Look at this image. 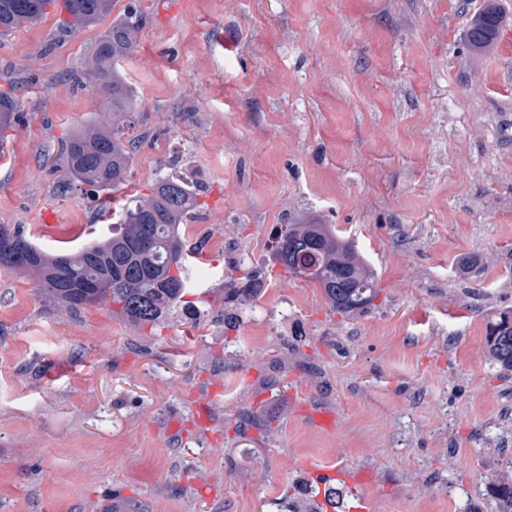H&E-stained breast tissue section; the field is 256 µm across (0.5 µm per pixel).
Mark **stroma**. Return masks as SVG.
<instances>
[{
	"label": "stroma",
	"mask_w": 512,
	"mask_h": 512,
	"mask_svg": "<svg viewBox=\"0 0 512 512\" xmlns=\"http://www.w3.org/2000/svg\"><path fill=\"white\" fill-rule=\"evenodd\" d=\"M483 3L113 0L75 34L50 14L0 37V90L22 100L0 133V225L75 250L109 238L173 156L209 186L183 227L190 306L154 328L0 269V512H278L312 485L308 460L365 475L336 481L335 512L362 496L370 512H500L512 373L487 327L512 309V25L473 54ZM132 4L133 175L105 200L61 193L59 142L93 119L92 55ZM308 217L375 270L364 313L331 312L271 260L274 228ZM237 264L262 290L228 328Z\"/></svg>",
	"instance_id": "obj_1"
}]
</instances>
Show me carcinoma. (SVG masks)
<instances>
[{
    "instance_id": "cac0c4a2",
    "label": "carcinoma",
    "mask_w": 512,
    "mask_h": 512,
    "mask_svg": "<svg viewBox=\"0 0 512 512\" xmlns=\"http://www.w3.org/2000/svg\"><path fill=\"white\" fill-rule=\"evenodd\" d=\"M59 7L70 31L89 27L112 12V0H0V35L33 24ZM506 26L497 0H485L465 33L475 53L490 49ZM142 17L133 8L112 21L98 43L91 68L102 94L96 117L61 143L72 184L105 192L125 184L143 136L136 129L137 100L119 69V62L135 50ZM19 101L0 93V131L12 126ZM206 186L170 172L157 179L150 193L125 205L112 238L91 242L77 252L47 253L22 231L0 226V268L31 272L57 303L77 309L110 302L112 313L132 324L154 326L184 303L193 280L182 228L201 207ZM273 260L288 276L311 280L322 288L334 312L362 313L374 300L377 279L357 247L341 239L328 224L310 218L282 224L273 237ZM240 284L225 275L224 303L249 307L258 296L259 272L245 274ZM493 365L512 372V310L502 311L487 330ZM502 512H512V479L497 483Z\"/></svg>"
}]
</instances>
